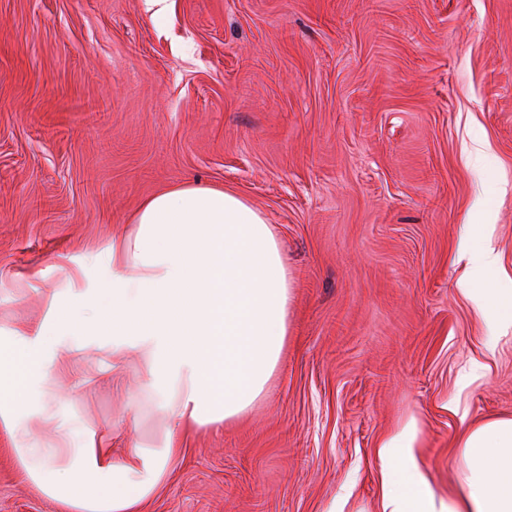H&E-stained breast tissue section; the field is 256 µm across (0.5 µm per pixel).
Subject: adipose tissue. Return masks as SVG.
I'll return each instance as SVG.
<instances>
[{
	"instance_id": "ef3b65f1",
	"label": "adipose tissue",
	"mask_w": 512,
	"mask_h": 512,
	"mask_svg": "<svg viewBox=\"0 0 512 512\" xmlns=\"http://www.w3.org/2000/svg\"><path fill=\"white\" fill-rule=\"evenodd\" d=\"M460 293L481 312L512 316V289L489 243L465 244ZM109 282L69 268L30 327L0 325V427L21 476L62 512H141L182 454L184 428L223 426L265 396L288 336L292 279L281 243L242 196L182 185L148 198L113 238ZM90 349L101 372L137 358L141 392L171 422L161 445L106 451L96 431L61 420L56 372ZM407 424L380 447L382 512H512V417L465 428L457 495L437 505Z\"/></svg>"
}]
</instances>
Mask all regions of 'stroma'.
I'll return each mask as SVG.
<instances>
[{"instance_id":"1","label":"stroma","mask_w":512,"mask_h":512,"mask_svg":"<svg viewBox=\"0 0 512 512\" xmlns=\"http://www.w3.org/2000/svg\"><path fill=\"white\" fill-rule=\"evenodd\" d=\"M0 0V315L38 321L67 254L149 196L231 189L273 224L294 301L267 395L188 429L142 512H380L409 420L436 499L466 424L512 417V338L461 295L488 225L512 288V0ZM490 146L477 163L463 151ZM145 379L81 359L66 413L114 450ZM0 430V512H58Z\"/></svg>"}]
</instances>
